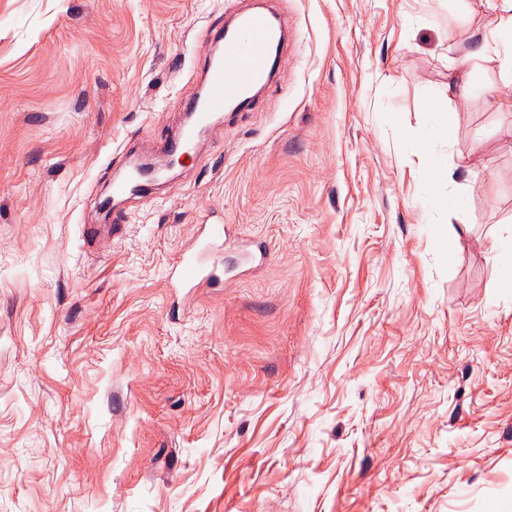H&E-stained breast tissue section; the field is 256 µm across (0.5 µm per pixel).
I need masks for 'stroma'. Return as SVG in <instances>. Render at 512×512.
Listing matches in <instances>:
<instances>
[{
  "label": "stroma",
  "instance_id": "obj_1",
  "mask_svg": "<svg viewBox=\"0 0 512 512\" xmlns=\"http://www.w3.org/2000/svg\"><path fill=\"white\" fill-rule=\"evenodd\" d=\"M260 1L288 39L257 105L104 215L121 153L161 152L199 92L197 31ZM495 23L484 0H0V512L511 499L512 83L471 55ZM213 212L267 257L227 252L186 299L163 272Z\"/></svg>",
  "mask_w": 512,
  "mask_h": 512
}]
</instances>
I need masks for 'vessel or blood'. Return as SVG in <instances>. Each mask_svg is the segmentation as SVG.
Masks as SVG:
<instances>
[{"instance_id": "vessel-or-blood-1", "label": "vessel or blood", "mask_w": 512, "mask_h": 512, "mask_svg": "<svg viewBox=\"0 0 512 512\" xmlns=\"http://www.w3.org/2000/svg\"><path fill=\"white\" fill-rule=\"evenodd\" d=\"M197 38L212 42L216 37L210 28H202ZM219 59L210 61L205 71L204 95L188 103L189 119L166 143L165 150L174 157L191 155L198 144V133L210 129L217 113L226 105L248 107L255 99L250 90L257 83L270 80L278 44L274 22L266 13L245 11L239 26L225 32ZM149 181L137 172H130L112 184L116 197L143 192ZM229 225L204 222L196 239L184 247L167 273V284L173 291L193 297L198 289L217 287L224 276V241Z\"/></svg>"}]
</instances>
